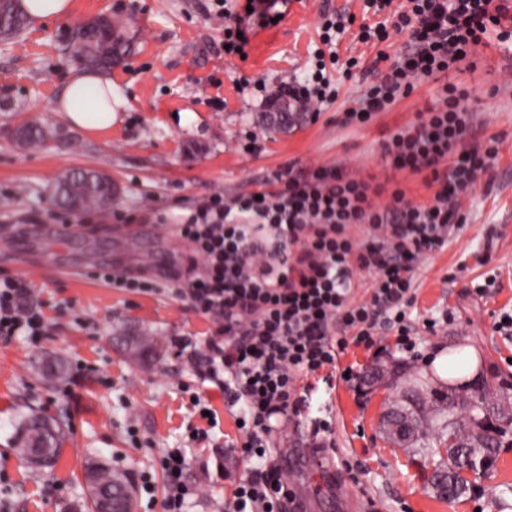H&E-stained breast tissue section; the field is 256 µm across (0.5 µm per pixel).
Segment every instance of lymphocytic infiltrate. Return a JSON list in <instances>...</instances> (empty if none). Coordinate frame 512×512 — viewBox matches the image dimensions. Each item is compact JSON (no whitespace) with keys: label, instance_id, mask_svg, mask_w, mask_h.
I'll use <instances>...</instances> for the list:
<instances>
[{"label":"lymphocytic infiltrate","instance_id":"lymphocytic-infiltrate-1","mask_svg":"<svg viewBox=\"0 0 512 512\" xmlns=\"http://www.w3.org/2000/svg\"><path fill=\"white\" fill-rule=\"evenodd\" d=\"M245 2L247 12L224 17V42L235 49L247 45L249 28L270 27L278 14L279 0ZM393 31L407 34L406 51L364 90L347 122L363 124L387 111L490 36L500 45L511 43L512 11L505 0H406L393 25L363 26L358 39L383 42ZM325 68L323 53H316L302 82L289 86L296 107L336 100ZM463 99L456 87L443 85L425 117L398 128L383 144V158L395 169L431 171L438 189L428 202L409 201L396 189L389 203L375 204L366 183L329 166L303 177L274 174L277 191L258 197L213 196L178 224L204 273L176 295L218 324L200 359L235 408L246 437L242 452L254 461L234 486L230 512H287L294 493L268 459V438L276 423L298 412L300 378L335 367L347 343L369 348L388 331L396 332L398 349L414 351L406 320L413 267L444 245L456 227L460 200L488 176L499 153L495 141H469L474 115ZM358 227L370 231V243H359ZM290 246L296 252L289 258ZM359 271L372 277L362 301L354 288ZM27 291L22 280L0 279V338L47 335L42 310L21 304ZM187 465L173 451L162 457L163 512H188L196 491L183 480Z\"/></svg>","mask_w":512,"mask_h":512}]
</instances>
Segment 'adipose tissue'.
Masks as SVG:
<instances>
[{
	"label": "adipose tissue",
	"instance_id": "adipose-tissue-1",
	"mask_svg": "<svg viewBox=\"0 0 512 512\" xmlns=\"http://www.w3.org/2000/svg\"><path fill=\"white\" fill-rule=\"evenodd\" d=\"M123 104V98L110 80L95 72H84L69 82L54 109L63 114L70 125L95 135L111 129ZM425 364L440 384L449 383L460 390L467 388L479 372L475 356L461 360L451 348L435 351Z\"/></svg>",
	"mask_w": 512,
	"mask_h": 512
}]
</instances>
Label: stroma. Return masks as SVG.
<instances>
[{
	"instance_id": "1",
	"label": "stroma",
	"mask_w": 512,
	"mask_h": 512,
	"mask_svg": "<svg viewBox=\"0 0 512 512\" xmlns=\"http://www.w3.org/2000/svg\"><path fill=\"white\" fill-rule=\"evenodd\" d=\"M221 9L222 0H73L68 17L0 39V277L25 281L50 325L36 347L19 336L0 339V512H89L84 465L91 458L135 484L133 512H162L159 459L176 448L189 460L186 482L198 489L191 512H227L233 484L250 464L222 395L204 381V365L194 355L216 324L170 291L129 293L110 287L102 273H134L146 260L155 265L157 282L173 272L185 286L190 245L175 224L213 194L269 190V177L279 171L300 177L336 165L419 203L437 189L430 172L387 168L382 145L392 130L425 115L438 82L422 83L366 124L342 121L405 51L406 35L394 32L386 42L365 45L356 40L358 25H351L338 55L363 57L368 69L338 74L336 102L274 132L257 120L263 107L255 82L272 88L302 80L319 43L320 11L357 16L362 0H288L280 23L255 29L242 57L224 53ZM100 14L118 16L130 41L110 74L126 100L111 132L91 137L76 130L73 144L20 149L12 135L17 126L31 119L63 124L53 107L81 69L68 37ZM447 80L467 93L471 140L496 139L499 154L491 176L461 200V230L414 269L411 339L424 355L440 347L472 349L478 381L493 393L489 417L495 422L499 409L512 413V335L495 328L501 315L512 314V51L490 41ZM253 134L259 148L244 152ZM84 168L112 177L119 193L111 207L75 214L55 206L50 189L59 174ZM58 224L79 232L63 238L51 260L43 239ZM130 224L156 225L158 234L126 235ZM489 278L494 288L477 293L476 285ZM138 336L154 345L135 360L126 342ZM46 358L62 363L61 376L39 373ZM339 364L360 376L378 364L388 372L372 388L361 379L351 385L314 380L307 404L271 444L275 456L296 445L325 456L320 470L300 461L294 466V488L314 493L312 512H512L511 444L473 478V490L445 501L429 487L439 454L392 447L382 433L380 413L399 398L407 376L423 373L397 350L395 336L371 350L349 346ZM196 395L208 401L214 422L200 417ZM32 410L66 431L50 470H34L15 450V425ZM316 417L329 421L328 432L313 434ZM194 428L207 438L189 441ZM145 477L152 492L139 488Z\"/></svg>"
}]
</instances>
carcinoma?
Returning <instances> with one entry per match:
<instances>
[{"label":"carcinoma","instance_id":"carcinoma-1","mask_svg":"<svg viewBox=\"0 0 512 512\" xmlns=\"http://www.w3.org/2000/svg\"><path fill=\"white\" fill-rule=\"evenodd\" d=\"M28 15L14 0H0V37L10 39L22 33L28 26ZM126 53V41L123 23L118 19L109 20L108 30L96 37L79 55L81 62L89 69L108 72L112 63L121 60ZM258 119L269 128L282 132L297 125L301 117L297 112H262ZM62 138L60 131L45 126L38 120L25 122L17 133L18 144L32 150L47 149ZM114 189L112 178L98 169H85L79 172L68 170L58 179L52 194L53 201L69 210L103 209L112 202ZM423 381L418 380L407 388L409 399L394 403L404 410L410 424L416 429L414 444L423 453L434 451L431 442L447 448L446 459L436 464L434 473L446 471L450 474L466 465L465 449L471 438L472 423L468 405L460 402L451 392L441 394V401L448 402V416L451 426H437L431 417V402L422 398ZM508 430L492 427L485 428L484 444L478 450V456L484 460V466H490L497 458L502 438ZM63 432L36 414L25 416L17 433V447L21 455L29 453L44 454L49 464L60 457ZM90 512H100V495L123 493L131 489L128 478L112 471L105 464L91 460L85 467Z\"/></svg>","mask_w":512,"mask_h":512}]
</instances>
